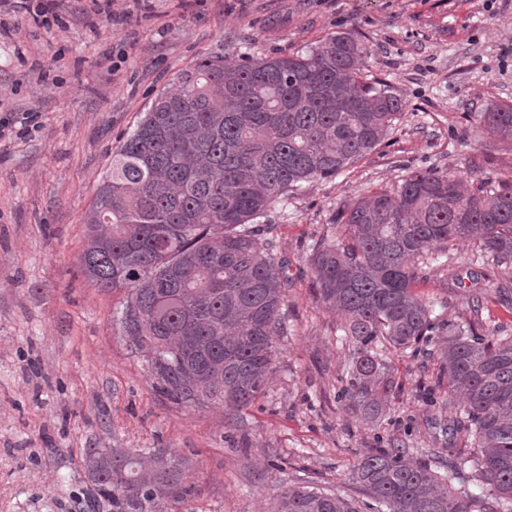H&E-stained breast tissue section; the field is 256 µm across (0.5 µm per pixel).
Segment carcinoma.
<instances>
[{"mask_svg": "<svg viewBox=\"0 0 512 512\" xmlns=\"http://www.w3.org/2000/svg\"><path fill=\"white\" fill-rule=\"evenodd\" d=\"M368 55L359 36L341 32L289 56L202 57L112 156L85 217L80 265L95 287L125 291L120 334L161 397L241 409L262 394L285 304V265L262 241L275 229L268 213L371 153L402 112L388 82L363 76ZM475 117L512 140V105L487 103ZM335 223L340 233L316 245L312 266L320 299L342 313L356 345L340 398L379 418L394 393L381 349L426 343L446 327L438 377L455 411L450 475L383 448L361 459L354 480L390 512H512V336L447 324L413 292L417 264L451 241L474 239L480 253L512 262V187L472 191L455 175L412 171L346 205ZM460 437L467 447H454ZM84 464L90 499L111 501L112 512H157L180 498L182 462L159 448H87ZM455 478L483 490L458 491ZM275 512L358 510L296 486Z\"/></svg>", "mask_w": 512, "mask_h": 512, "instance_id": "carcinoma-1", "label": "carcinoma"}]
</instances>
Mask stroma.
I'll list each match as a JSON object with an SVG mask.
<instances>
[{"mask_svg": "<svg viewBox=\"0 0 512 512\" xmlns=\"http://www.w3.org/2000/svg\"><path fill=\"white\" fill-rule=\"evenodd\" d=\"M40 5L0 12V118L37 117L26 135L0 140V512H85L88 448L182 459L188 494L159 512H272L299 485L362 507L353 472L368 452L400 446L447 463L452 413L436 359L389 350L396 391L384 414L348 411L339 392L354 347L320 300L310 259L344 205L410 171L512 185V141L473 115L512 104V0H114L108 12L97 0H53L49 27L35 20ZM339 32L372 46L363 71L394 87L402 114L370 154L272 208L288 330L263 395L239 410L173 404L119 334L123 292L81 272L97 185L152 100L200 57L288 56ZM414 290L444 320L512 336V262L478 257L470 242L420 265Z\"/></svg>", "mask_w": 512, "mask_h": 512, "instance_id": "35a3bbf8", "label": "stroma"}]
</instances>
